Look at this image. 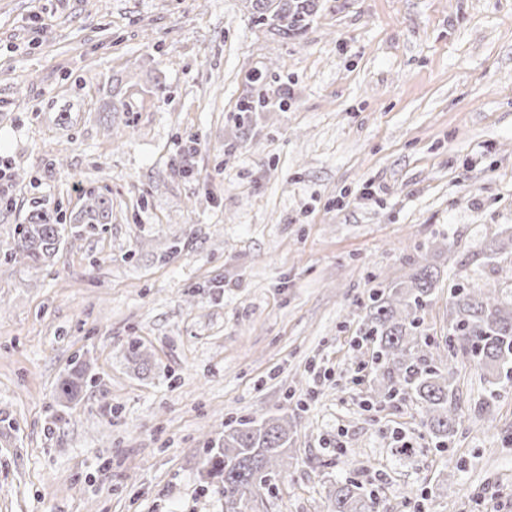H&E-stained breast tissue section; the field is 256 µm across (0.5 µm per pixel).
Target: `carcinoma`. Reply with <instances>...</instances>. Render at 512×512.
<instances>
[{"mask_svg":"<svg viewBox=\"0 0 512 512\" xmlns=\"http://www.w3.org/2000/svg\"><path fill=\"white\" fill-rule=\"evenodd\" d=\"M314 0H255L252 23L267 27L285 38L303 31L314 16ZM112 221V196L91 190L82 197L78 212L63 216L61 209L45 200L32 204L28 223L15 227L4 256L39 266L64 242L65 224L71 236ZM484 255L493 271L512 264V234H497ZM438 274L420 264L404 280L385 281L369 298L367 334L376 344L366 368L379 384L371 390L374 402L407 401L417 411L420 427L431 437L434 449L448 451V444L462 424L453 387L452 367L436 365L440 345L427 337L422 314L431 304ZM448 360L469 359L489 386V398L512 382V279L482 286L459 285L448 296ZM90 364L74 359L57 386V399L69 401L87 385ZM291 443L288 416L259 421H227L224 434L210 441L205 461L206 478L222 483L224 512H251L260 490L269 489L271 478L288 470ZM330 512H381V500L351 477L335 482L330 492Z\"/></svg>","mask_w":512,"mask_h":512,"instance_id":"1","label":"carcinoma"}]
</instances>
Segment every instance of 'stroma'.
Returning a JSON list of instances; mask_svg holds the SVG:
<instances>
[{"instance_id":"obj_1","label":"stroma","mask_w":512,"mask_h":512,"mask_svg":"<svg viewBox=\"0 0 512 512\" xmlns=\"http://www.w3.org/2000/svg\"><path fill=\"white\" fill-rule=\"evenodd\" d=\"M251 12L0 0V251L32 199L68 212L112 192L111 223L49 265L0 255V512H224L209 442L269 415L288 418L290 466L252 512H329L347 474L387 512H512V388L488 402L457 359L464 418L443 456L357 375L380 282L434 265L424 327L442 344L449 288L496 277L483 249L512 227V0H318L288 39ZM115 76L135 129L100 118ZM83 351L96 381L58 407ZM398 433L410 459L390 453Z\"/></svg>"}]
</instances>
